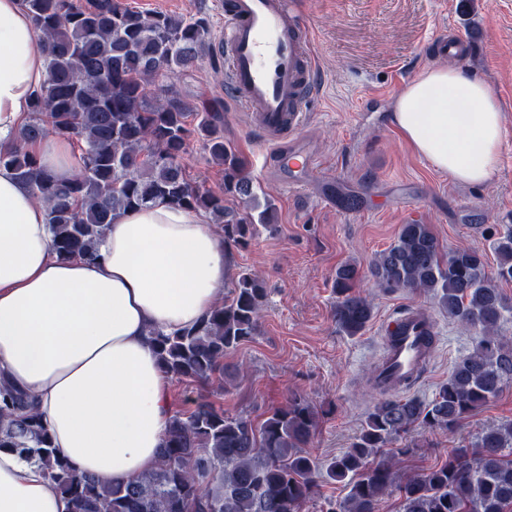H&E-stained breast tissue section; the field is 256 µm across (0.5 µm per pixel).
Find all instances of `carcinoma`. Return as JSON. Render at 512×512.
Instances as JSON below:
<instances>
[{
  "label": "carcinoma",
  "mask_w": 512,
  "mask_h": 512,
  "mask_svg": "<svg viewBox=\"0 0 512 512\" xmlns=\"http://www.w3.org/2000/svg\"><path fill=\"white\" fill-rule=\"evenodd\" d=\"M47 51L48 79L36 93L15 145L0 152L47 209L50 247L59 259L95 261L113 220L157 200L201 211L224 236L246 246L257 226L277 223L269 196L259 202L243 157L224 143L219 116L199 110L171 89L148 86L168 73L195 66L209 35L204 17L146 14L122 0H23ZM81 144L79 167L67 181L40 168L29 146L47 134ZM202 142L211 161L224 166L215 192L183 164L190 145ZM250 203L241 214L228 206ZM497 264L459 248L440 252L430 225L400 226L396 240L373 260L371 275L385 292L411 290L473 331L472 349L455 365L431 400L380 392L351 447L319 459L306 450L317 426L314 410L294 397L259 423L228 415L200 394L174 412L156 466L127 483L79 474L55 448L33 400L0 376V449L37 462L56 485L65 512H298L320 483H344L347 493L324 512H375L386 492L399 493L400 512H512V422L485 430L470 448L420 475L397 477L407 454L380 449L416 425L452 431L512 381V339L499 335L512 319L500 285L512 282V229L494 242ZM355 263L337 268L334 318L343 334H362L372 301L356 291ZM267 297L265 282L249 269L237 272L231 297L198 324L149 334L164 370L181 380L224 389V357L258 333Z\"/></svg>",
  "instance_id": "cac0c4a2"
}]
</instances>
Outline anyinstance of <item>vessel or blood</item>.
<instances>
[{"label":"vessel or blood","instance_id":"vessel-or-blood-1","mask_svg":"<svg viewBox=\"0 0 512 512\" xmlns=\"http://www.w3.org/2000/svg\"><path fill=\"white\" fill-rule=\"evenodd\" d=\"M442 55L464 58L470 40L453 35L437 39ZM227 81L240 107L253 116L262 144L273 153L290 187L303 189L318 160L296 136L318 93L319 75L312 34L289 0H226L224 41ZM378 384L388 393L408 389L427 367L426 338L437 330L427 312L410 308L384 321Z\"/></svg>","mask_w":512,"mask_h":512}]
</instances>
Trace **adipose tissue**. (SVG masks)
Returning <instances> with one entry per match:
<instances>
[{"label": "adipose tissue", "mask_w": 512, "mask_h": 512, "mask_svg": "<svg viewBox=\"0 0 512 512\" xmlns=\"http://www.w3.org/2000/svg\"><path fill=\"white\" fill-rule=\"evenodd\" d=\"M48 78L22 0H0V148H9ZM414 151L469 185L488 184L502 145V112L488 84L441 65L419 72L392 106ZM65 181L76 155L48 135L32 146ZM88 262L50 251L47 212L0 167V373L34 396L56 448L77 473L126 483L154 468L173 414L170 376L150 329L197 324L230 267L206 217L159 200L126 212ZM0 512H64L39 465L0 450Z\"/></svg>", "instance_id": "1"}]
</instances>
